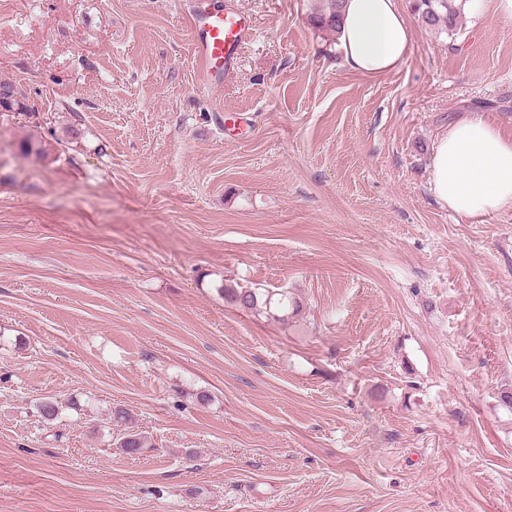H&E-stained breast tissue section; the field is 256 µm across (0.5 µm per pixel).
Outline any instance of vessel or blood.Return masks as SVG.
<instances>
[{"mask_svg":"<svg viewBox=\"0 0 512 512\" xmlns=\"http://www.w3.org/2000/svg\"><path fill=\"white\" fill-rule=\"evenodd\" d=\"M185 20L194 36L202 81L210 87L223 85L232 74L241 45L253 32L247 12L236 4L213 12L192 9Z\"/></svg>","mask_w":512,"mask_h":512,"instance_id":"vessel-or-blood-1","label":"vessel or blood"}]
</instances>
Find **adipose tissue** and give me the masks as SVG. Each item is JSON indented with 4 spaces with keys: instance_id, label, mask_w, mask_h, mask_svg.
<instances>
[{
    "instance_id": "obj_1",
    "label": "adipose tissue",
    "mask_w": 512,
    "mask_h": 512,
    "mask_svg": "<svg viewBox=\"0 0 512 512\" xmlns=\"http://www.w3.org/2000/svg\"><path fill=\"white\" fill-rule=\"evenodd\" d=\"M338 41L350 70L370 76L396 70L411 43L400 0H345ZM431 167L435 198L459 215L512 204V141L480 119L451 125L434 147Z\"/></svg>"
}]
</instances>
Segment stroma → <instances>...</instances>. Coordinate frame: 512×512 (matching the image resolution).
Returning <instances> with one entry per match:
<instances>
[{"instance_id": "1", "label": "stroma", "mask_w": 512, "mask_h": 512, "mask_svg": "<svg viewBox=\"0 0 512 512\" xmlns=\"http://www.w3.org/2000/svg\"><path fill=\"white\" fill-rule=\"evenodd\" d=\"M239 2L213 90L193 0H0V512H512V206L430 190L460 118L512 140V21L367 76L317 0ZM184 18L194 36L201 80L209 87L223 85L234 71L241 45L252 35L248 13L236 2L213 12L190 9ZM218 292L225 301L239 308L274 318L276 315L281 321H287L300 308L297 298L287 289L260 292L258 288H244L234 280L225 279Z\"/></svg>"}]
</instances>
